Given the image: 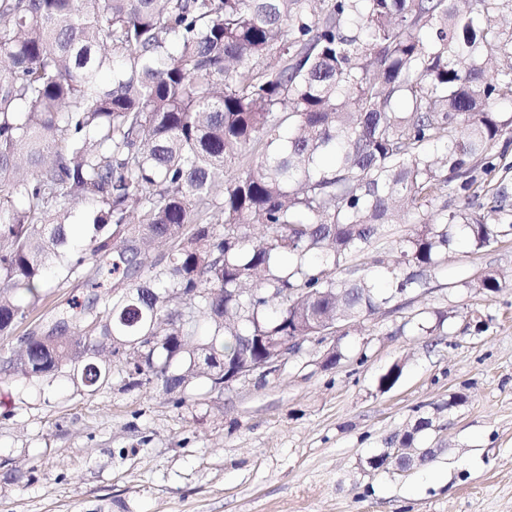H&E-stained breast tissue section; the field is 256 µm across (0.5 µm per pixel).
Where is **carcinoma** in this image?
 Segmentation results:
<instances>
[{
    "instance_id": "obj_1",
    "label": "carcinoma",
    "mask_w": 512,
    "mask_h": 512,
    "mask_svg": "<svg viewBox=\"0 0 512 512\" xmlns=\"http://www.w3.org/2000/svg\"><path fill=\"white\" fill-rule=\"evenodd\" d=\"M512 0H0V359L33 384L224 388L199 359L360 321L347 260L410 225L395 294L459 229L512 235ZM454 204H448V199ZM264 231L261 239L251 229ZM167 249L153 255L155 246ZM512 272L474 275L486 295ZM152 336L140 355L126 351ZM51 293L37 308L34 310L22 325L18 327L14 336H10L5 342V348L18 350L23 345V334L26 333L35 323L40 319L42 314H46L51 310L56 301L71 298L72 296L82 297V288H73L69 286L67 288H53Z\"/></svg>"
}]
</instances>
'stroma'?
<instances>
[{
	"instance_id": "1",
	"label": "stroma",
	"mask_w": 512,
	"mask_h": 512,
	"mask_svg": "<svg viewBox=\"0 0 512 512\" xmlns=\"http://www.w3.org/2000/svg\"><path fill=\"white\" fill-rule=\"evenodd\" d=\"M501 270L512 236H456L427 288L339 328L336 364L308 341L220 392L130 388L116 368L80 394L0 370V512H512V286L468 285ZM411 430L431 462L368 467ZM512 284V271H496L484 272L474 275L468 282L470 288H477V290L486 295H492L500 292L503 288L511 286Z\"/></svg>"
}]
</instances>
